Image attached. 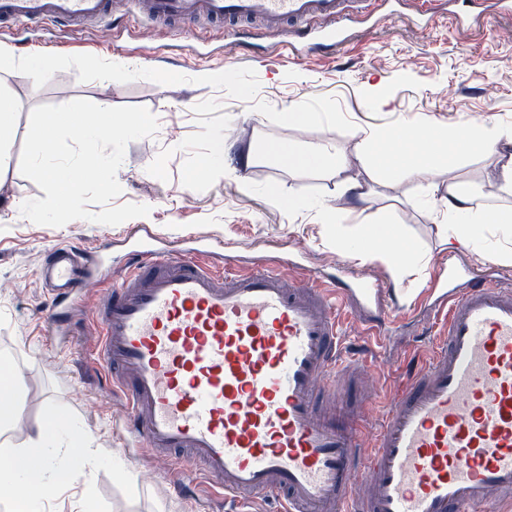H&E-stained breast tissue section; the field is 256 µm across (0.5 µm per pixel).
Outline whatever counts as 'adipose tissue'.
<instances>
[{"label":"adipose tissue","mask_w":512,"mask_h":512,"mask_svg":"<svg viewBox=\"0 0 512 512\" xmlns=\"http://www.w3.org/2000/svg\"><path fill=\"white\" fill-rule=\"evenodd\" d=\"M373 159L376 169L394 179H408L421 172L439 177L450 170V158L474 154H492L497 158L491 179L499 194L512 195V129L495 127L452 129L431 124L424 132L399 136L386 130L375 135ZM268 155L277 162L312 170L329 168L336 163V151L326 142L303 149L279 139L268 143ZM478 188H464L456 178L436 199L425 205L432 219L441 228L444 243L450 249L476 250L486 227H493L499 245L493 252L494 260L503 266H512V208L484 203ZM405 228L392 222L366 221L347 228L337 225V237H349L355 250L353 256L363 263L381 262L386 265L395 284H403L416 269L421 258L414 250L399 253L379 250V243L402 239ZM56 443L44 432H37L28 442L14 446L0 445V485L19 488L18 496L10 502L11 512H41V503L33 493V482L51 476L54 483L70 482L73 471L58 465Z\"/></svg>","instance_id":"ef3b65f1"}]
</instances>
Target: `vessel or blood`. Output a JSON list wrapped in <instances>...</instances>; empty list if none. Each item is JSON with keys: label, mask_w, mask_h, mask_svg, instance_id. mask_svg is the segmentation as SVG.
<instances>
[{"label": "vessel or blood", "mask_w": 512, "mask_h": 512, "mask_svg": "<svg viewBox=\"0 0 512 512\" xmlns=\"http://www.w3.org/2000/svg\"><path fill=\"white\" fill-rule=\"evenodd\" d=\"M373 0H126L151 27L185 37L284 32L291 50L334 48ZM113 0H0V29L55 23L73 34L112 28ZM136 242L124 275L99 299L95 349L126 397L137 447L199 471L224 498L275 495L282 512H487L512 505V286L435 279L448 324L428 364L407 373L376 431L358 412L328 413L338 377L366 361L345 355L339 310L379 302L378 284L278 262L202 263ZM92 262L64 246L43 272L50 334L92 281ZM368 478L356 494L358 474Z\"/></svg>", "instance_id": "obj_1"}]
</instances>
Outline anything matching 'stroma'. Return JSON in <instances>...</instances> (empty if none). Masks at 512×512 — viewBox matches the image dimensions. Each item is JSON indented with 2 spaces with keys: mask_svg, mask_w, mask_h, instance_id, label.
<instances>
[{
  "mask_svg": "<svg viewBox=\"0 0 512 512\" xmlns=\"http://www.w3.org/2000/svg\"><path fill=\"white\" fill-rule=\"evenodd\" d=\"M0 46L34 56L46 69L40 78L23 65L0 73V94L15 106L12 135L0 143L7 158L0 168V354H7L4 367L15 373L20 404L0 439L23 442L61 417L68 428L57 434L59 460L77 471L42 499L43 512H81L87 505L95 512H276L269 498L200 505L180 491L187 472L165 465L155 482L141 481L139 469L149 458H132L123 397L110 391L103 368L90 355L99 333L94 309L124 270V235L142 227L158 246L200 237L243 262L288 259L286 275L296 263L324 274L355 271L377 280L409 305L408 317L390 323L382 342L366 335L360 322L346 320L347 347L366 356L371 375L361 383L346 382L336 397L337 409L360 407L369 421H377L390 391L407 370L425 364L439 340L441 328L424 302L429 276L447 264L449 251L438 224L418 206L433 193L431 176L392 181L375 173L372 146L356 131L408 123L425 128L433 122L512 128V15L496 16L481 28H425L385 5L349 45L294 56L275 38L229 44L216 34L192 47L165 29L147 38L141 30L122 29L113 41L93 30L72 36L54 26H33L0 32ZM119 59L140 67L116 69L103 79L99 65ZM244 87L251 92L246 100L240 96ZM75 99L142 106L157 118V134L130 142L117 172L122 192L116 204L149 206L147 216L116 226L74 220L51 227L17 210L18 200L45 196L20 171L31 111ZM295 106L318 113V120L301 129L286 125L284 116ZM280 138L332 143L347 160L343 176L371 188L362 214L342 216V223L368 218L405 224L406 243L424 260L410 286L396 287L380 263L363 264L337 250L336 229L323 223L321 213L342 207L337 184L343 176L275 163L265 146ZM220 142L227 147L222 169L194 178ZM242 150L255 155L244 171L234 163ZM294 197L308 200L311 210L289 209L286 201ZM61 241L102 259L111 273L83 293L66 334L53 339L39 268L46 251Z\"/></svg>",
  "mask_w": 512,
  "mask_h": 512,
  "instance_id": "obj_1",
  "label": "stroma"
}]
</instances>
